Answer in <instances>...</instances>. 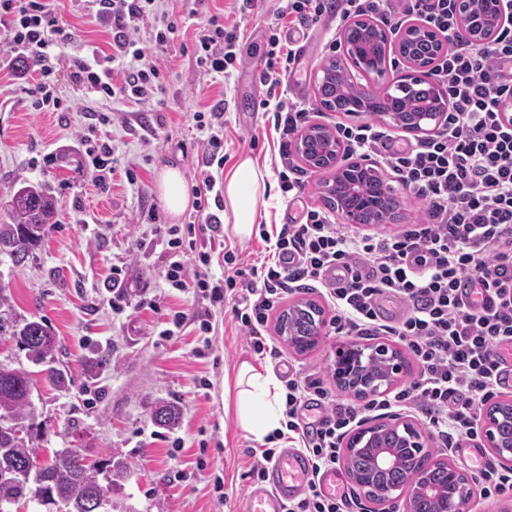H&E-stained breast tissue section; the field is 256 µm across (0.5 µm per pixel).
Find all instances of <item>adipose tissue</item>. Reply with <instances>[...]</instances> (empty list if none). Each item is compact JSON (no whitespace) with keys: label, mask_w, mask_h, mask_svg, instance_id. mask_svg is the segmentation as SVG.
Returning <instances> with one entry per match:
<instances>
[{"label":"adipose tissue","mask_w":512,"mask_h":512,"mask_svg":"<svg viewBox=\"0 0 512 512\" xmlns=\"http://www.w3.org/2000/svg\"><path fill=\"white\" fill-rule=\"evenodd\" d=\"M274 185L267 169L250 154L238 156L224 176V233L227 237L250 238L261 213L274 199ZM158 196L171 217H179L190 202L182 172L163 168L157 177ZM224 411L233 414L238 427L256 443H264L281 428L282 387L267 368L252 360H241L233 380L224 384Z\"/></svg>","instance_id":"ef3b65f1"}]
</instances>
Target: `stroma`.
I'll use <instances>...</instances> for the list:
<instances>
[{
  "label": "stroma",
  "mask_w": 512,
  "mask_h": 512,
  "mask_svg": "<svg viewBox=\"0 0 512 512\" xmlns=\"http://www.w3.org/2000/svg\"><path fill=\"white\" fill-rule=\"evenodd\" d=\"M278 6V0H179L175 11L183 33L162 66L165 107L147 115L154 135L118 122L98 130L111 139L118 166L106 192L92 184L76 132L93 113L112 111L116 105L85 94L64 68L56 74L60 91L78 103V110L38 112L20 80L0 72V223L12 189L22 183L44 185L57 204L55 223L47 226L43 242L24 266H14L0 254V284L8 286L17 315L43 320L51 328L57 341L56 366L68 380L61 390L41 373H32L31 398L42 426L35 444L46 456L76 446L93 463L120 450L130 476L112 495L116 512H243L254 483L247 454L253 442L224 416V376L251 355L230 313L216 315L212 350L200 358L193 353L197 336L192 327L164 340L159 336L161 315L148 309L131 316L113 312L109 276L113 266L129 263L134 300L156 297L166 306L190 311L185 295L165 283L160 249L153 240L154 226L170 222L156 191V176L168 165L193 181L203 159L193 115L219 99L224 102L225 166L248 153L269 172L280 167L281 132L272 113L258 105L256 68L278 24ZM56 12L60 25L75 35L69 54L110 52V35L92 22L81 0H57ZM217 12L223 13L225 25H238L236 50L243 64L213 83L196 67L192 49L198 25ZM344 30L331 14L310 29L290 84L292 97L308 105L310 121L329 128L360 123L359 118L325 110L315 95L322 65L346 58L345 51L330 54L324 48L327 41L342 40ZM130 162L140 176L135 189L123 174ZM326 178V172L303 169L301 198L291 203L276 196L265 227L287 223L307 208L324 209ZM265 337L280 356L263 363L282 380L293 372L329 374L340 342L339 336L323 335L317 347L299 353L278 335L273 320ZM97 349L108 351L112 364L91 375L85 361ZM203 377L210 380V388L200 387ZM159 403L178 408L176 427L155 424L152 410ZM176 438L182 448H173ZM201 457L207 461L202 471L196 468ZM180 469L190 471L188 481L174 480ZM218 471L224 474L226 493L221 503L213 492Z\"/></svg>",
  "instance_id": "obj_1"
}]
</instances>
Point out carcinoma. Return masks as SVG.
<instances>
[{"label":"carcinoma","mask_w":512,"mask_h":512,"mask_svg":"<svg viewBox=\"0 0 512 512\" xmlns=\"http://www.w3.org/2000/svg\"><path fill=\"white\" fill-rule=\"evenodd\" d=\"M344 42L355 68L371 75L377 71L385 56V38L369 35L363 22L355 20L345 29ZM407 60L425 68L431 67L439 55V42L434 32L423 30L408 40L405 46ZM317 94L322 107L344 115L384 117L391 112H444L445 102L438 99L433 84L417 79L403 92L395 86L378 88L373 93L360 90L345 65L330 60L322 67L317 84ZM336 138L332 131L320 127L304 144L308 165L325 170L333 162ZM367 194L375 197L376 208L363 213V221L374 224L384 217L399 215L401 202L392 196H379L376 188L367 186ZM56 203L51 194L40 184L25 183L18 187L11 199L9 222L0 224V254L8 255L17 266L23 265L32 249L41 243L46 226L55 223ZM322 310L311 302L297 304L288 310L279 327L290 331L291 346L298 352H307L319 343L316 331L317 315ZM0 331L8 334L17 347L26 352L29 362L42 367L46 380L53 386L65 387V377L54 366L56 337L43 320H17L13 313L11 297L0 286ZM31 373L25 368L0 363V499L14 493L37 503L61 505L65 512H94L91 500L94 479L104 475L105 489L112 491L128 478L125 458L114 451L91 468L73 456L68 449L52 452L48 464L35 471L39 449L32 440L18 439L14 428L32 431L36 427L35 409L31 403ZM489 412L497 421L501 441L512 440V404L501 402L491 406ZM155 423L162 427L176 425L178 416L174 407L162 405L153 412ZM449 464L436 460L432 467L419 475L411 463L400 460L387 475L386 482L397 488H406L416 481L435 484L438 494H418L410 497V512H458L462 497L458 485L448 484Z\"/></svg>","instance_id":"obj_1"}]
</instances>
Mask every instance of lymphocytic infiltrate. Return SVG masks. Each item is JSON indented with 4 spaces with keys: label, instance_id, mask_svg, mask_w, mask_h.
Segmentation results:
<instances>
[{
    "label": "lymphocytic infiltrate",
    "instance_id": "f902f5d3",
    "mask_svg": "<svg viewBox=\"0 0 512 512\" xmlns=\"http://www.w3.org/2000/svg\"><path fill=\"white\" fill-rule=\"evenodd\" d=\"M53 0H0V28L6 49L0 69L17 58L31 59L36 78L26 93L40 112H68L55 80L67 65L87 93L112 100L153 101L161 88L157 62L170 53L179 26L164 20L140 39L141 28L156 11V0H84L89 16L111 37V53L89 57L65 55L73 36L59 25ZM388 0H286L279 17L305 31L325 15L339 20L384 14ZM405 11L449 36L458 27L453 0H405ZM238 32L226 28L220 15H210L196 32L194 58L213 78L240 66ZM301 59L295 44L272 33L264 56L260 106L273 112L275 127L292 135L308 120L303 101L286 99L277 86L292 75ZM448 101L444 129L416 143L398 147L390 135L370 125L337 128L353 154L376 155L414 193L427 212L422 223L390 237L357 235L335 223L324 211L309 209L278 230L262 232L268 256L261 264L243 262L238 248L223 246L222 276L211 271V253L193 264L181 259L184 236L216 239L220 217L209 210L216 181L211 168L224 162L223 131L207 132L204 167L195 176L196 212L186 228H168L162 258L166 284L193 301L192 312L168 315L162 336H172L185 323L200 334L211 333L212 309L229 311L248 348L256 355L277 357L262 331L272 312L294 289L318 285L334 315L329 322L339 336L382 333L404 346L418 371L392 395L359 404L338 401L332 385L315 374L289 376L285 383L288 441L312 462L305 494L289 502L285 512H351L345 492L327 493L322 474L340 462L341 442L370 412L401 408L426 418L442 447L480 435L485 403L499 389L501 362L497 349L512 341V120L503 103L512 100V23L493 40L476 46L456 40L436 58L429 72ZM85 127L80 142L93 183L109 189L113 178L112 146ZM338 267L344 280L331 279ZM484 293L482 306L470 304L468 289ZM399 301L404 314L387 323L383 297ZM314 406L316 420L301 410Z\"/></svg>",
    "mask_w": 512,
    "mask_h": 512
}]
</instances>
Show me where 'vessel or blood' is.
I'll return each mask as SVG.
<instances>
[{
  "instance_id": "1",
  "label": "vessel or blood",
  "mask_w": 512,
  "mask_h": 512,
  "mask_svg": "<svg viewBox=\"0 0 512 512\" xmlns=\"http://www.w3.org/2000/svg\"><path fill=\"white\" fill-rule=\"evenodd\" d=\"M310 464L297 449L285 450L266 468L263 484L252 489L246 512H283L288 501L307 489Z\"/></svg>"
}]
</instances>
